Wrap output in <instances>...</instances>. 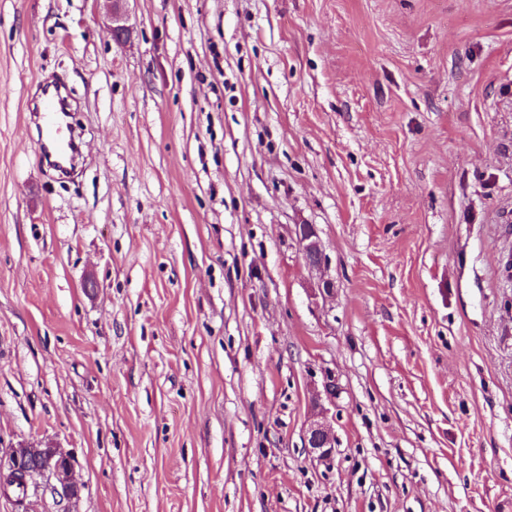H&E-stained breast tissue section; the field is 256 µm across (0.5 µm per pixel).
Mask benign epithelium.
Wrapping results in <instances>:
<instances>
[{"instance_id":"benign-epithelium-1","label":"benign epithelium","mask_w":512,"mask_h":512,"mask_svg":"<svg viewBox=\"0 0 512 512\" xmlns=\"http://www.w3.org/2000/svg\"><path fill=\"white\" fill-rule=\"evenodd\" d=\"M296 237L301 244L303 258L308 268L317 270L323 263V253L316 229L311 224H298ZM309 448L321 459L331 457L334 439L328 425L313 418L306 430ZM25 475L35 482L45 481L46 488L62 500L70 503L77 501L81 494V485L74 478V457L64 448H29L21 446L0 452V478L7 479L16 475Z\"/></svg>"}]
</instances>
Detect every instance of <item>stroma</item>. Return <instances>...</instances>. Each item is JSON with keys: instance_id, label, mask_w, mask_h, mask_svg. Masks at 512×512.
<instances>
[{"instance_id": "stroma-1", "label": "stroma", "mask_w": 512, "mask_h": 512, "mask_svg": "<svg viewBox=\"0 0 512 512\" xmlns=\"http://www.w3.org/2000/svg\"><path fill=\"white\" fill-rule=\"evenodd\" d=\"M113 7L0 0V448L72 512H512V0ZM60 89L54 87V92L44 88L39 97L36 113L38 124L42 130L37 140V150L46 159H53L50 162L57 168H64L70 161L72 153L76 149L75 141L69 140L66 144L61 141L63 125H67V113L65 112ZM295 234L301 244L306 265L312 270H318L323 263V253L316 229L310 224H299L296 225ZM320 415H322V413H318L310 421L306 430V437L309 448L317 453L319 458L328 459L331 457L335 448L334 439L328 425L318 419V417L322 418ZM33 459L40 460L41 464L29 472ZM21 474L29 477L34 485L37 479L44 480L46 488L62 500L72 503L80 498L81 485L74 478V457L65 448L19 446L6 453L0 449V478L6 480Z\"/></svg>"}]
</instances>
